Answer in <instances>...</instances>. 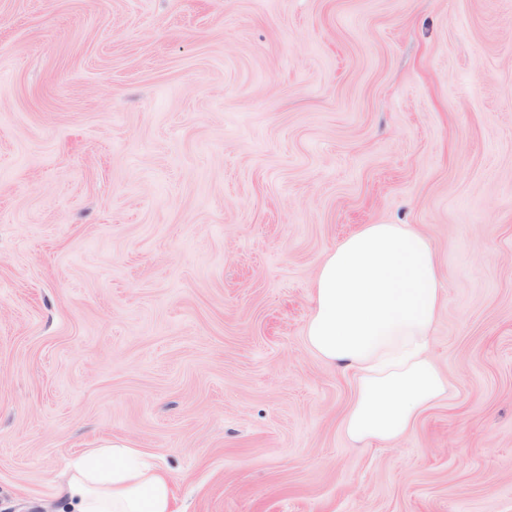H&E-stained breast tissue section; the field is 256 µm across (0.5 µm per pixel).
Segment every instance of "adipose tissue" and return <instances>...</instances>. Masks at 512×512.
I'll list each match as a JSON object with an SVG mask.
<instances>
[{
    "mask_svg": "<svg viewBox=\"0 0 512 512\" xmlns=\"http://www.w3.org/2000/svg\"><path fill=\"white\" fill-rule=\"evenodd\" d=\"M311 302L309 348L357 377L346 435L399 440L448 390L430 355L443 302L435 247L406 224L361 225L320 259ZM59 494L77 512H178L173 477L119 441L72 458Z\"/></svg>",
    "mask_w": 512,
    "mask_h": 512,
    "instance_id": "ef3b65f1",
    "label": "adipose tissue"
}]
</instances>
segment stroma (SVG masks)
<instances>
[{
    "label": "stroma",
    "mask_w": 512,
    "mask_h": 512,
    "mask_svg": "<svg viewBox=\"0 0 512 512\" xmlns=\"http://www.w3.org/2000/svg\"><path fill=\"white\" fill-rule=\"evenodd\" d=\"M364 224L439 248L448 393L355 447ZM115 441L182 512H512V0H0V512Z\"/></svg>",
    "instance_id": "obj_1"
}]
</instances>
